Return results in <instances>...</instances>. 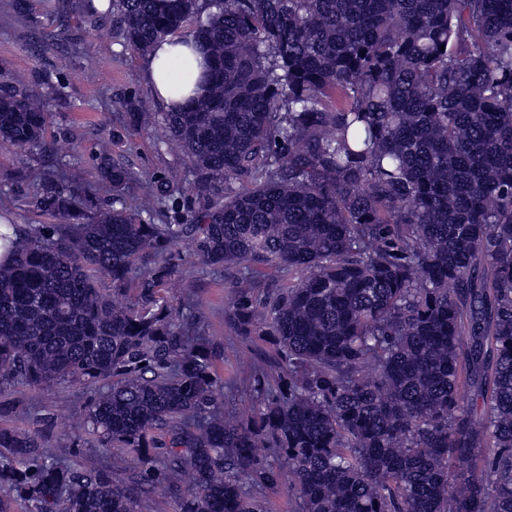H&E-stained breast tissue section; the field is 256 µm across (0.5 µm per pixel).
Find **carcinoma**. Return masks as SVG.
Instances as JSON below:
<instances>
[{
	"mask_svg": "<svg viewBox=\"0 0 512 512\" xmlns=\"http://www.w3.org/2000/svg\"><path fill=\"white\" fill-rule=\"evenodd\" d=\"M145 54L178 34L208 53L204 95L162 113L193 181L140 182L101 143L99 209L30 164L49 99L0 84V146L33 210L0 224V390L84 385L64 465L0 426V512H265L242 487L288 480L297 512H512V0H112ZM236 272L224 314L281 354L262 402L224 417L212 346L164 303L186 242ZM273 269L285 283L260 287ZM112 282V294L98 277ZM113 448L137 460L105 470ZM493 448L491 455L485 449ZM288 461V473L268 455Z\"/></svg>",
	"mask_w": 512,
	"mask_h": 512,
	"instance_id": "carcinoma-1",
	"label": "carcinoma"
}]
</instances>
